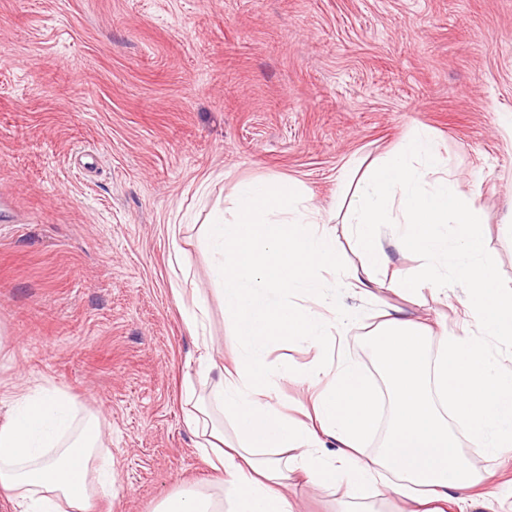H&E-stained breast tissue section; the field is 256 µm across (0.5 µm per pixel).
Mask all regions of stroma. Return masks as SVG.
Wrapping results in <instances>:
<instances>
[{"label": "stroma", "instance_id": "35a3bbf8", "mask_svg": "<svg viewBox=\"0 0 512 512\" xmlns=\"http://www.w3.org/2000/svg\"><path fill=\"white\" fill-rule=\"evenodd\" d=\"M512 0H0V379L49 384L99 414L112 502L153 512L210 471L184 424L185 392L209 394L175 266L204 290L206 334L229 326L203 244L240 183L290 179L336 229L324 286L347 312L324 352L265 351L283 400L313 362L346 359L385 388L368 330L376 311L462 322L464 287L407 303L345 289L362 259L344 222L363 171L415 131L436 142L457 191L476 195L484 242L512 283ZM206 196H198L199 187ZM490 473L463 512H512V458L473 445ZM299 512H341L345 486L301 487Z\"/></svg>", "mask_w": 512, "mask_h": 512}]
</instances>
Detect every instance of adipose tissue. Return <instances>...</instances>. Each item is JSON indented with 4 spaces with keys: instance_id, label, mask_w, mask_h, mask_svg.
<instances>
[{
    "instance_id": "1",
    "label": "adipose tissue",
    "mask_w": 512,
    "mask_h": 512,
    "mask_svg": "<svg viewBox=\"0 0 512 512\" xmlns=\"http://www.w3.org/2000/svg\"><path fill=\"white\" fill-rule=\"evenodd\" d=\"M204 240L234 347L221 364L199 355V371L217 379L185 417L211 483L167 496L156 512H223L228 490L234 512H296L289 488L343 484L353 496L379 481L396 512H452L480 475L460 459L448 421L467 426L490 454L512 448V378L494 376L479 345L397 310L383 312L377 327L386 392L352 364L334 372L318 364L298 373L315 392L289 417L262 350L294 338L316 347L331 336L341 308L322 291L324 272L341 264L336 238L295 182L257 180L239 186L232 217L208 224ZM431 337L439 345L432 364L424 349ZM385 405V450L364 455ZM0 407V496L16 512H93L97 499L114 496L95 413L65 392L25 383L1 388ZM218 412L235 420V439L225 438ZM328 439L337 450L325 455ZM263 448L278 457L260 456Z\"/></svg>"
}]
</instances>
